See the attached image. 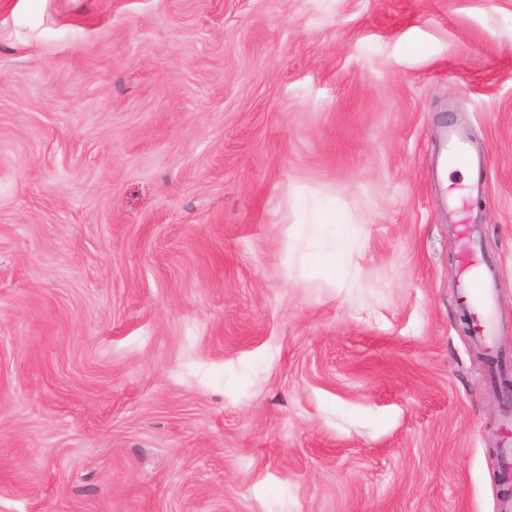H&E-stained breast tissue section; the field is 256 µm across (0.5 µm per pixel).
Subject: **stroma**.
<instances>
[{"instance_id": "stroma-1", "label": "stroma", "mask_w": 512, "mask_h": 512, "mask_svg": "<svg viewBox=\"0 0 512 512\" xmlns=\"http://www.w3.org/2000/svg\"><path fill=\"white\" fill-rule=\"evenodd\" d=\"M482 351L512 0H0V512H501ZM475 223L460 224L463 248V285L468 288L473 303L483 311V326L480 336L488 339L492 334L493 299L486 285L480 265L477 263L475 246Z\"/></svg>"}]
</instances>
